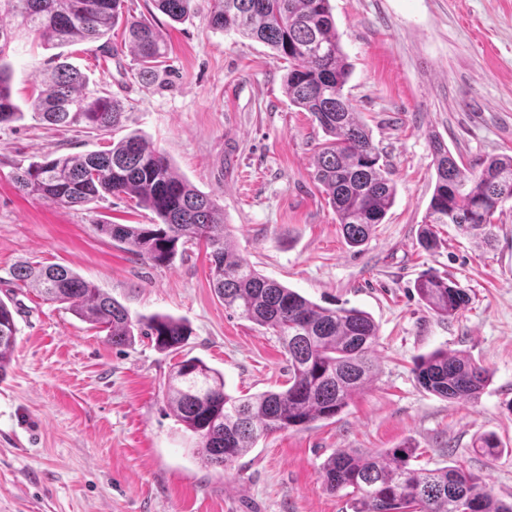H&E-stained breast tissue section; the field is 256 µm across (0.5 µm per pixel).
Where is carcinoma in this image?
I'll use <instances>...</instances> for the list:
<instances>
[{"label":"carcinoma","instance_id":"cac0c4a2","mask_svg":"<svg viewBox=\"0 0 512 512\" xmlns=\"http://www.w3.org/2000/svg\"><path fill=\"white\" fill-rule=\"evenodd\" d=\"M123 0H0V126L25 118L12 97L5 62L11 45L35 36L46 49L103 38L123 16ZM156 8L179 22L192 0H154ZM137 74L153 79L166 55L163 34L135 18L126 20ZM210 25L233 30L267 45L288 63L284 80L289 101L314 117L324 139L314 158V179L322 186L342 224L347 243L358 247L382 223L395 198L381 155L359 113L344 94L351 70L333 20L330 0H215ZM89 78L67 62L44 69L30 118L58 127L81 126L106 134L121 122L120 104L108 95L86 92ZM436 179L419 245H437V224H454L464 233L485 229L512 200V155H496L477 174L467 175L439 138L432 141ZM15 187L63 208L81 207L106 196H125L151 211V224H100L112 240L139 257L168 265L186 244L210 249L213 288L224 309L269 330L288 356V386L248 398L225 390L224 375L196 357L175 364L168 382L176 422L196 439L203 459L229 469L256 443L273 433L300 430L330 420L376 376L378 329L357 308H326L257 272L228 240L224 208L174 170L170 160L131 134L104 149L63 155L17 168ZM32 281L48 300L106 332L114 346L135 340L127 309L61 265L38 271L14 269ZM425 305L452 317L470 303L469 293L437 275L415 284ZM17 327L11 307L0 300V376L7 373ZM160 351L182 348L190 330L166 315H153L140 327ZM413 372L419 385L456 401L479 398L489 374L464 353L437 349L418 358ZM410 446L359 454L339 449L322 464L328 490L344 493L352 512H512L485 480L454 464L437 468L411 464Z\"/></svg>","mask_w":512,"mask_h":512}]
</instances>
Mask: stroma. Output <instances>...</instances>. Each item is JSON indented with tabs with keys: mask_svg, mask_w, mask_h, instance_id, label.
Here are the masks:
<instances>
[{
	"mask_svg": "<svg viewBox=\"0 0 512 512\" xmlns=\"http://www.w3.org/2000/svg\"><path fill=\"white\" fill-rule=\"evenodd\" d=\"M351 77L344 88L370 131L397 193L368 242L349 247L313 178L323 133L291 106L286 64L263 43L209 26L214 0H193L180 23L153 0L124 9L162 31L168 54L157 79L137 75L123 25L107 49L64 47L88 90L125 107L122 133L162 151L198 190L217 197L237 251L267 278L324 307H356L378 327L377 375L336 418L260 440L229 469L195 454L168 403L174 365L198 357L250 396L285 388L288 359L275 336L231 315L215 296L208 252L190 245L156 265L119 247L100 224H148L149 210L107 197L62 208L19 192L17 166L102 148L79 127L23 119L0 127V299L18 329L0 379V512H350L326 489L336 450L382 452L404 444L429 468L457 462L512 501V200L492 219V239L438 227L418 238L434 184L432 137L463 172L512 155V0H330ZM51 53L15 43L12 95L28 108ZM21 264H59L92 281L132 318L165 314L192 333L176 352L149 339L115 346L71 311L17 281ZM435 273L471 296L441 318L415 282ZM462 351L490 382L478 399L423 390L413 366L435 349ZM495 434L498 455H484Z\"/></svg>",
	"mask_w": 512,
	"mask_h": 512,
	"instance_id": "35a3bbf8",
	"label": "stroma"
}]
</instances>
